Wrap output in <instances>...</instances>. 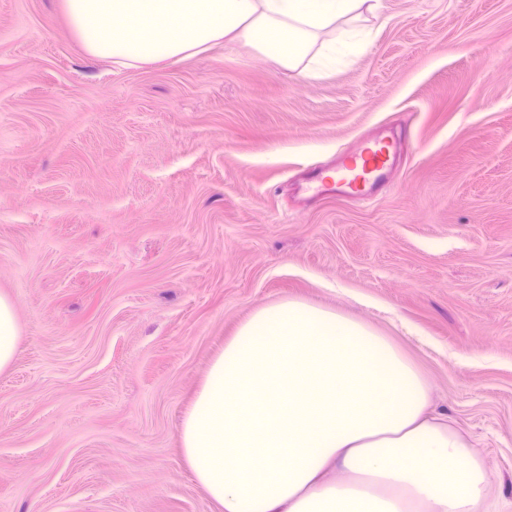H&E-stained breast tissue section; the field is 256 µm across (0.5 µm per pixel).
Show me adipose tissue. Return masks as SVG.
Returning <instances> with one entry per match:
<instances>
[{"instance_id":"1","label":"adipose tissue","mask_w":512,"mask_h":512,"mask_svg":"<svg viewBox=\"0 0 512 512\" xmlns=\"http://www.w3.org/2000/svg\"><path fill=\"white\" fill-rule=\"evenodd\" d=\"M382 0H62L85 53L176 63L231 39L313 80L357 57ZM184 460L221 512H487L480 449L436 413L386 336L296 298L257 308L181 423Z\"/></svg>"}]
</instances>
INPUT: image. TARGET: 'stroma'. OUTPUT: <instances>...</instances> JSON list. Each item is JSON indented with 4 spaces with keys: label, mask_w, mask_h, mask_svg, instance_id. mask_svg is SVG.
<instances>
[{
    "label": "stroma",
    "mask_w": 512,
    "mask_h": 512,
    "mask_svg": "<svg viewBox=\"0 0 512 512\" xmlns=\"http://www.w3.org/2000/svg\"><path fill=\"white\" fill-rule=\"evenodd\" d=\"M307 80L240 42L86 56L61 0H0V512H218L180 439L239 325L292 297L366 322L512 502V0H383ZM406 128L368 200L299 188ZM19 336L12 300L0 293V373L7 371L15 358L16 343Z\"/></svg>",
    "instance_id": "obj_1"
}]
</instances>
